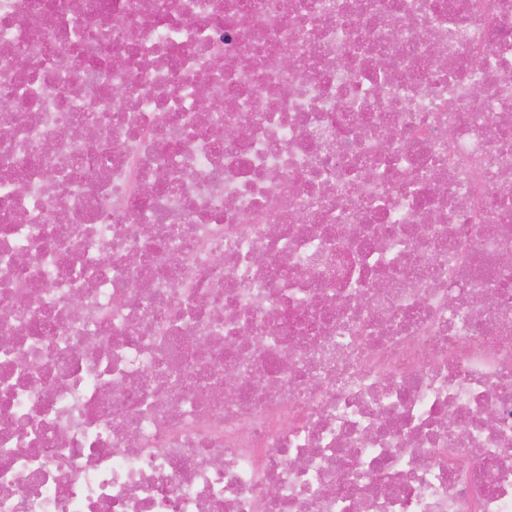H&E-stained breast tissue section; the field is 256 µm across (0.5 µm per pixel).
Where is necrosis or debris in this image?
<instances>
[{
  "label": "necrosis or debris",
  "instance_id": "4bbe7bcc",
  "mask_svg": "<svg viewBox=\"0 0 512 512\" xmlns=\"http://www.w3.org/2000/svg\"><path fill=\"white\" fill-rule=\"evenodd\" d=\"M0 101V512H512V0H0Z\"/></svg>",
  "mask_w": 512,
  "mask_h": 512
}]
</instances>
